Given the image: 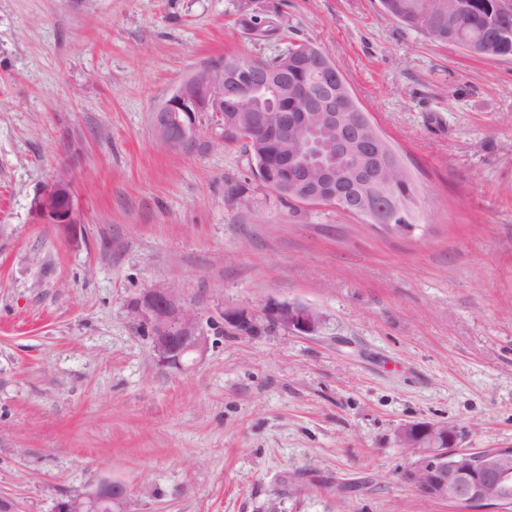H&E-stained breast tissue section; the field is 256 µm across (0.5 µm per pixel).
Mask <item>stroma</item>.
I'll return each mask as SVG.
<instances>
[{
    "mask_svg": "<svg viewBox=\"0 0 512 512\" xmlns=\"http://www.w3.org/2000/svg\"><path fill=\"white\" fill-rule=\"evenodd\" d=\"M276 11L407 167L413 234L279 198L213 113L191 145L156 138L182 81L275 53L242 18ZM64 170L73 237L36 208ZM155 286L209 337L184 368L130 315ZM271 300L321 328L270 325ZM417 422L463 450L512 446V58L433 41L379 0H0V496L57 512L106 479L124 512H459L402 478ZM262 314L266 320L302 335L315 334L323 321V316L316 309L291 302L270 301Z\"/></svg>",
    "mask_w": 512,
    "mask_h": 512,
    "instance_id": "stroma-1",
    "label": "stroma"
}]
</instances>
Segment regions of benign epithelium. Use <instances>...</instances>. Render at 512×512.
<instances>
[{"instance_id":"1","label":"benign epithelium","mask_w":512,"mask_h":512,"mask_svg":"<svg viewBox=\"0 0 512 512\" xmlns=\"http://www.w3.org/2000/svg\"><path fill=\"white\" fill-rule=\"evenodd\" d=\"M418 7L426 15L448 16V35L459 30L460 0H419ZM297 60L307 73L333 72L327 55L310 43L298 48ZM339 93L352 103V111H338L336 99L315 93L308 83H288L258 59L230 58L224 66L203 68L176 87L156 109L154 131L164 145L181 147L196 135L197 114L212 112L247 143L274 142L280 173L265 180L267 187L294 200L330 204L339 210L344 205L336 183L343 167L336 161L373 159L375 169L361 177L363 194L357 212L385 225L397 203H379L373 189L393 185L405 169L392 158L389 143L359 108L346 83H340ZM290 99L300 103L299 111L285 108ZM36 207L58 231L77 234L68 174H60ZM129 310L146 329L161 366L180 367L185 359L201 356L207 349L198 317L177 289L149 288L129 302ZM263 316L302 335L315 334L323 321L316 309L291 302L270 301ZM224 321L242 332L256 327L255 317L244 311L226 312ZM398 440L414 454L403 479L423 498L449 502L466 512H512V448L459 450L454 427L430 422L405 426ZM125 498L122 485L100 480L91 490L61 502L59 512H123Z\"/></svg>"}]
</instances>
